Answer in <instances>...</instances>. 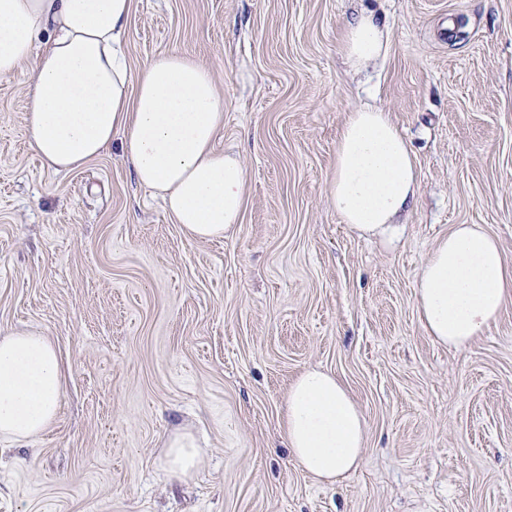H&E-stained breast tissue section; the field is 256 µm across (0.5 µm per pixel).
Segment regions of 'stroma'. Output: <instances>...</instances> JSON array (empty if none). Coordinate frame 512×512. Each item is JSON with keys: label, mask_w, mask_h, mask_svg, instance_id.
I'll list each match as a JSON object with an SVG mask.
<instances>
[{"label": "stroma", "mask_w": 512, "mask_h": 512, "mask_svg": "<svg viewBox=\"0 0 512 512\" xmlns=\"http://www.w3.org/2000/svg\"><path fill=\"white\" fill-rule=\"evenodd\" d=\"M386 25L361 72L340 51ZM132 76L192 56L224 96L218 150L245 170L242 221L193 241L119 144L57 173L33 151L27 71L0 79V336H46L63 370L39 436L0 441V512H512V299L471 345L424 332L417 273L457 224L512 261V0H132ZM389 112L419 176L395 237L327 201L349 112ZM320 367L364 416L358 468L302 473L281 431ZM200 448L170 470L175 436ZM387 50L386 28L372 12H362L346 23L341 52L351 68L366 67L384 57Z\"/></svg>", "instance_id": "stroma-1"}]
</instances>
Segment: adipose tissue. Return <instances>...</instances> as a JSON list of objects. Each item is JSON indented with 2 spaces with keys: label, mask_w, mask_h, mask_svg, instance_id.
<instances>
[{
  "label": "adipose tissue",
  "mask_w": 512,
  "mask_h": 512,
  "mask_svg": "<svg viewBox=\"0 0 512 512\" xmlns=\"http://www.w3.org/2000/svg\"><path fill=\"white\" fill-rule=\"evenodd\" d=\"M130 9L131 0H0V78L28 67L25 123L49 168L73 171L120 140L138 182L163 200L187 238H223L241 221L246 179L238 156L215 147L224 98L211 71L178 52L155 54L131 80L122 49ZM387 50L386 28L373 13L346 23L341 52L351 68ZM417 190L410 148L388 111L350 112L329 181L340 220L367 235H396V218ZM415 295L426 333L463 346L499 317L512 295V264L483 227L459 224L423 264ZM62 381L46 336H0V439L21 442L45 431ZM282 427L302 472L333 482L358 467L364 418L335 375L315 368L298 375Z\"/></svg>",
  "instance_id": "ef3b65f1"
}]
</instances>
